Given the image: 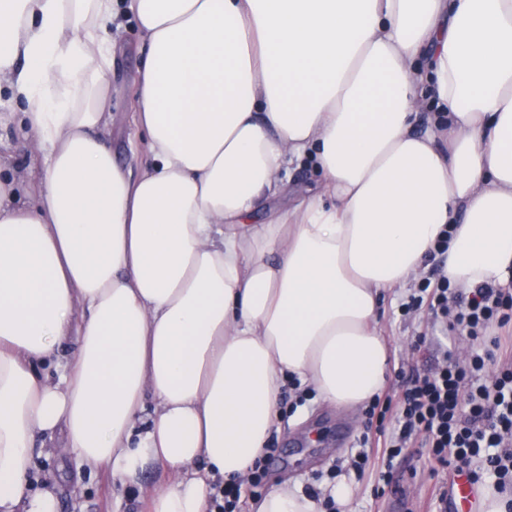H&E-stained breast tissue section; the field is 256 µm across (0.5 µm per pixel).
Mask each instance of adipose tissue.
<instances>
[{"mask_svg": "<svg viewBox=\"0 0 512 512\" xmlns=\"http://www.w3.org/2000/svg\"><path fill=\"white\" fill-rule=\"evenodd\" d=\"M127 14L121 166L107 31ZM2 90L39 174L0 166V512H57L31 489L57 433L126 485L163 465L144 512H208L290 378L340 408L381 394L382 295L443 230L452 286H512V0H0ZM306 161L321 185L289 201ZM257 512L320 506L284 485ZM112 39L122 48L112 67V150L121 165L130 162L128 142L136 133L132 122L133 88L141 65L138 34L133 22L111 29Z\"/></svg>", "mask_w": 512, "mask_h": 512, "instance_id": "obj_1", "label": "adipose tissue"}]
</instances>
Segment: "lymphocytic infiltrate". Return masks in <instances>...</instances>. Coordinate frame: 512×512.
<instances>
[{"label": "lymphocytic infiltrate", "instance_id": "f902f5d3", "mask_svg": "<svg viewBox=\"0 0 512 512\" xmlns=\"http://www.w3.org/2000/svg\"><path fill=\"white\" fill-rule=\"evenodd\" d=\"M422 308L430 327L468 337L474 348L463 363L437 356L399 372L397 390L369 405L376 433L363 435L351 466L362 474L374 457L390 465L421 448L433 470L512 492V289L487 284L465 294L437 264L401 305Z\"/></svg>", "mask_w": 512, "mask_h": 512}]
</instances>
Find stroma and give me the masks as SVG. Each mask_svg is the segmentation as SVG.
I'll return each mask as SVG.
<instances>
[{
    "label": "stroma",
    "mask_w": 512,
    "mask_h": 512,
    "mask_svg": "<svg viewBox=\"0 0 512 512\" xmlns=\"http://www.w3.org/2000/svg\"><path fill=\"white\" fill-rule=\"evenodd\" d=\"M120 52L112 67V150L120 164H128V142L136 128L132 122L133 88L141 65L134 23L112 28ZM406 290L389 291L380 307L376 329L384 337L390 357V375L420 362L415 341L425 332V314L408 318L400 305ZM282 413L270 438L274 452L263 467L269 485L289 483L299 487L331 484L333 467H347L349 457L366 430V409H332L316 399L286 387L280 395ZM40 451L34 460L33 486L53 489L59 512H141L136 493L121 491L107 467L85 468L74 458L59 455L61 436L38 438ZM447 474L432 475L424 459L408 454L395 461L391 484H383L379 471L346 480L351 496L346 512H394L395 498L408 504L407 512H429L432 489L447 481Z\"/></svg>",
    "instance_id": "obj_1"
}]
</instances>
